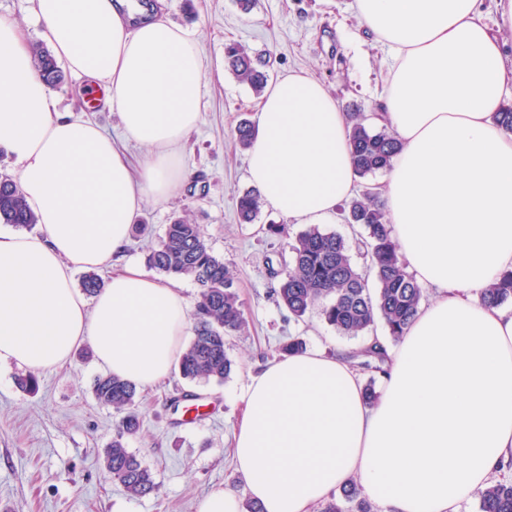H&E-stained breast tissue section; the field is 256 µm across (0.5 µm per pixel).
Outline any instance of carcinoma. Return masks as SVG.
<instances>
[{"label": "carcinoma", "mask_w": 512, "mask_h": 512, "mask_svg": "<svg viewBox=\"0 0 512 512\" xmlns=\"http://www.w3.org/2000/svg\"><path fill=\"white\" fill-rule=\"evenodd\" d=\"M35 67L52 87L66 81L52 51L44 44L32 46ZM225 61L238 82L261 94L267 76L246 46L239 42L224 45ZM350 147L357 176L364 178L386 169L398 149L394 134L386 127L373 129L368 116L360 111L348 113ZM255 127L247 120L233 130L235 142L249 147ZM263 203L253 189L237 198L239 222L251 224ZM343 220L359 230L355 244L366 260L360 269L353 261L348 240L338 232L311 227L299 233L290 244V259L276 294L288 314L299 320L314 307H320L323 321L336 335L347 338L365 336L382 328L386 341L363 342L345 359L363 372L371 373L364 386L366 404L377 400L376 376L390 365L388 344H396L422 305L424 289L406 270L399 247L386 222L385 204L370 186L349 199ZM0 224L31 229L37 216L27 206L16 180L0 175ZM147 265L166 277L187 278L198 286L193 319L194 336L177 363L178 373L189 382L223 383L236 368L228 356L226 337L246 324L244 303L234 277L224 261L209 247L204 229L186 217H176L166 225L163 236L149 250ZM489 307L512 304V270H507L480 294ZM95 400L120 415L112 442L104 449L106 473L121 483L134 497L154 495L159 489L152 473L127 448V439L136 436L141 421L134 406L137 387L129 381L106 374L94 380ZM477 512H512V479L501 478L476 492ZM320 512H375L362 496L357 480L321 502Z\"/></svg>", "instance_id": "carcinoma-1"}]
</instances>
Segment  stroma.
<instances>
[{
	"instance_id": "35a3bbf8",
	"label": "stroma",
	"mask_w": 512,
	"mask_h": 512,
	"mask_svg": "<svg viewBox=\"0 0 512 512\" xmlns=\"http://www.w3.org/2000/svg\"><path fill=\"white\" fill-rule=\"evenodd\" d=\"M242 13L236 0H163L170 21L197 41L206 72L201 122L181 153L195 180L166 201L148 200L136 219L130 257L144 262L166 224L189 214L204 228L209 246L235 277L247 327L229 336L226 349L237 369L224 383H189L171 372L140 389V433L128 449L154 474L157 495L136 498L103 470L102 456L119 420L96 402L92 383L103 369L89 346L62 368L35 371L37 387L18 390L21 370L0 365V503L11 512H198L214 489L248 496L234 471L230 448L242 398L253 375L278 358L291 336L336 355L358 348L360 338L337 336L319 316L290 317L276 289L289 259V245L302 232L286 223L278 236L267 225L281 222L262 208L253 223H240L236 200L248 190L247 152L232 136L238 121L254 119L258 97L224 67V44L237 41L264 64L269 81L302 73L323 83L343 111L359 107L375 115L385 90L388 55L361 26L352 0H255ZM85 80L68 76L54 93L63 110L82 112L111 136L121 134L117 112L83 103ZM196 395L200 419L174 409L172 399Z\"/></svg>"
}]
</instances>
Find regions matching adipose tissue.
Here are the masks:
<instances>
[{
  "mask_svg": "<svg viewBox=\"0 0 512 512\" xmlns=\"http://www.w3.org/2000/svg\"><path fill=\"white\" fill-rule=\"evenodd\" d=\"M385 47L381 120L399 142L383 180L407 270L432 291L390 352L375 405L341 357L303 350L270 362L243 396L235 469L264 512H310L359 479L382 512H456L512 459V310L479 292L512 269V95L502 32L512 0H353ZM41 39L120 118L132 164L93 122L63 111L19 24L0 20V149L38 218L0 232V364L54 368L89 345L139 387L170 374L189 326L178 284L127 260L146 200L188 181L179 158L200 120L204 63L182 27L140 0H33ZM249 180L298 224H332L355 193L346 114L319 81L291 73L256 114ZM114 265L93 297L80 269Z\"/></svg>",
  "mask_w": 512,
  "mask_h": 512,
  "instance_id": "1",
  "label": "adipose tissue"
}]
</instances>
